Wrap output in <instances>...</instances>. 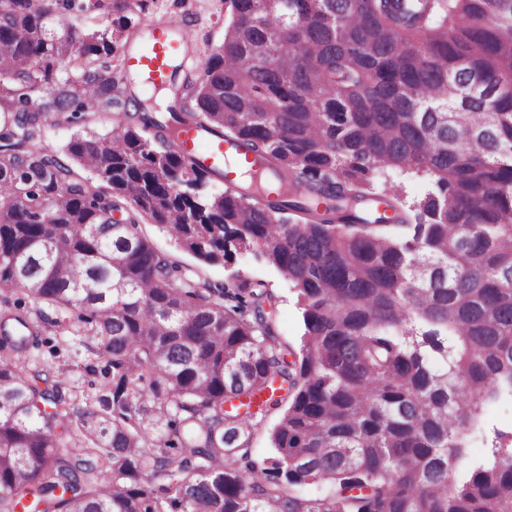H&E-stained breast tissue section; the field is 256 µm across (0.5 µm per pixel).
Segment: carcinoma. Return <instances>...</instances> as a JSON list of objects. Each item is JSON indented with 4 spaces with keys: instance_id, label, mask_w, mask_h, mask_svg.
I'll return each mask as SVG.
<instances>
[{
    "instance_id": "cac0c4a2",
    "label": "carcinoma",
    "mask_w": 512,
    "mask_h": 512,
    "mask_svg": "<svg viewBox=\"0 0 512 512\" xmlns=\"http://www.w3.org/2000/svg\"><path fill=\"white\" fill-rule=\"evenodd\" d=\"M101 6L0 0V292L79 323L0 305V512H512V445L457 476L512 396V0H230L200 79L173 64L164 112L127 85L132 121L74 135L69 164L35 143L120 103L137 27L127 0L103 30L71 22ZM182 125L306 195L191 199L216 173L172 149ZM385 171L437 191L405 208L373 191ZM142 218L210 264L259 249L304 307L298 362L268 289L198 282ZM49 325L90 339L98 388L35 366Z\"/></svg>"
}]
</instances>
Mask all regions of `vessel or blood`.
<instances>
[{"label": "vessel or blood", "instance_id": "1", "mask_svg": "<svg viewBox=\"0 0 512 512\" xmlns=\"http://www.w3.org/2000/svg\"><path fill=\"white\" fill-rule=\"evenodd\" d=\"M149 29L147 39L128 48L123 67L128 71L147 73L148 84L162 89L169 83L172 61L178 56L181 43L190 38L189 23L187 18L175 16L150 24ZM173 147L192 156L203 168L220 173L228 191H238L246 178L255 183L262 180L252 153L199 128H183Z\"/></svg>", "mask_w": 512, "mask_h": 512}]
</instances>
